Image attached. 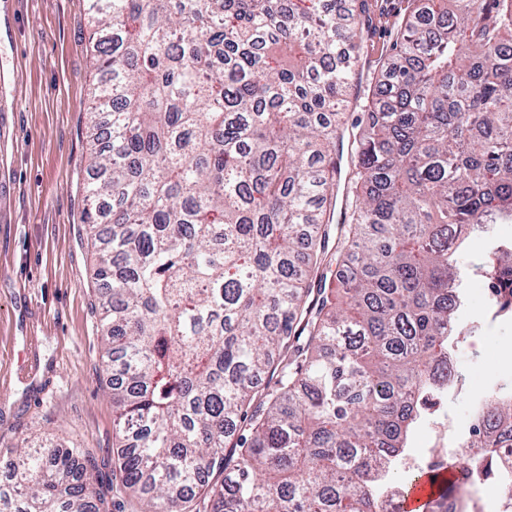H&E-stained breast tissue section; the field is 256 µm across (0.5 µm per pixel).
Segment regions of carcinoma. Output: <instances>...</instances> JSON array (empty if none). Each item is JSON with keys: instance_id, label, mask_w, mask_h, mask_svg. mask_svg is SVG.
I'll list each match as a JSON object with an SVG mask.
<instances>
[{"instance_id": "carcinoma-1", "label": "carcinoma", "mask_w": 512, "mask_h": 512, "mask_svg": "<svg viewBox=\"0 0 512 512\" xmlns=\"http://www.w3.org/2000/svg\"><path fill=\"white\" fill-rule=\"evenodd\" d=\"M366 4L90 0L87 223L145 512H401L372 488L415 391L459 377L439 359L467 326L461 230L512 223V0H407L350 122ZM477 271L512 275V250ZM466 445L427 470L451 473L432 512L512 465L508 385ZM0 468V512L108 507L82 448L24 438Z\"/></svg>"}]
</instances>
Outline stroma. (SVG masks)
<instances>
[{"instance_id": "obj_1", "label": "stroma", "mask_w": 512, "mask_h": 512, "mask_svg": "<svg viewBox=\"0 0 512 512\" xmlns=\"http://www.w3.org/2000/svg\"><path fill=\"white\" fill-rule=\"evenodd\" d=\"M0 16V448L27 437L78 445L109 476L110 512H141L114 472L116 427L96 311L85 186L84 106L95 81L88 0H13ZM405 0H368L362 70L388 54ZM512 224L466 242L464 291L478 332L457 339L455 368L470 390L512 383V318L488 320L473 271Z\"/></svg>"}]
</instances>
